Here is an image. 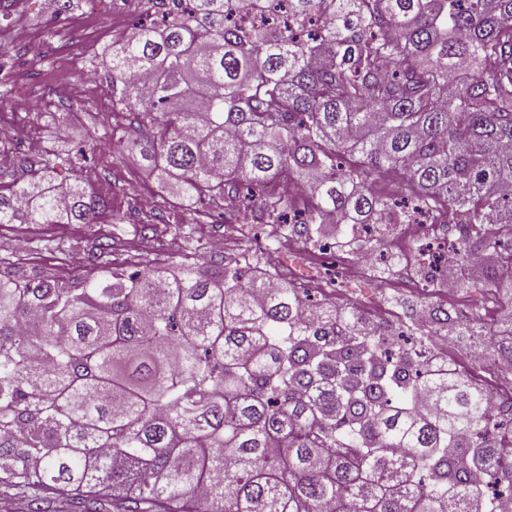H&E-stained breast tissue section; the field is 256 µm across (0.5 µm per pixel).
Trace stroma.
Returning a JSON list of instances; mask_svg holds the SVG:
<instances>
[{"label": "stroma", "mask_w": 512, "mask_h": 512, "mask_svg": "<svg viewBox=\"0 0 512 512\" xmlns=\"http://www.w3.org/2000/svg\"><path fill=\"white\" fill-rule=\"evenodd\" d=\"M68 13L69 28L44 18L41 0H0V40L9 41L11 57L0 59V74L9 84L7 95L0 97V110L15 118L16 150L30 161L46 153L77 150L88 136L101 139L127 138L137 135L138 120L134 113L112 105L110 88L90 98L83 91L87 73L105 76L94 54L109 43L116 32L155 11L154 0H72ZM23 12L26 23L14 27L12 17ZM89 189L104 197L108 211L92 224H2L0 237L13 240L9 256L11 272L36 276L48 274L63 281L81 277L85 268L73 264L77 255H86V246L94 240L113 241L116 248L112 261L116 266L133 265L138 260L164 252L185 261L184 245L175 234L177 223L191 227L197 254H204L209 238L222 233L225 225L235 223L233 211L216 215L207 206L190 208L174 198L159 193L146 163L139 152L110 154L108 150H91L81 169ZM155 225L156 234L143 235L141 225ZM136 241L135 254L124 246ZM376 252L393 256L394 261L384 279L366 276L338 282L333 272H318L297 254L282 249H267L265 238H239L224 248L225 261H233L244 249H251L263 263L277 266L282 272H297L309 278H322L334 286L332 298L337 307L357 308L364 318L379 323V310L392 309L407 317L442 308L450 313H477L486 333H495L512 311V288L498 291L497 303H490L482 285L487 270H473L464 287H456L448 297L408 299L399 289L403 268L412 257L413 247L399 236L374 239ZM449 369L472 375L486 373L488 382L512 387L511 371L486 372L480 341L472 336L457 337L452 350L441 360Z\"/></svg>", "instance_id": "stroma-1"}]
</instances>
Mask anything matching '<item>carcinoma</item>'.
<instances>
[{
  "mask_svg": "<svg viewBox=\"0 0 512 512\" xmlns=\"http://www.w3.org/2000/svg\"><path fill=\"white\" fill-rule=\"evenodd\" d=\"M267 0H161L101 47L112 103L155 129L138 150L158 190L205 200L313 243L416 215L464 225L446 260L501 258L483 288H512V0H286L300 29L241 26ZM153 82L143 94L133 73ZM344 153L360 165L347 168ZM49 154L0 191V224H91L107 201ZM396 171L397 202L370 179ZM280 180L306 187L304 208ZM83 279L0 273V493L68 512H500L477 481L512 493L486 395L389 350L354 308L336 311L238 262L112 264L88 248ZM455 335L482 336L456 318ZM427 396L429 407L419 404Z\"/></svg>",
  "mask_w": 512,
  "mask_h": 512,
  "instance_id": "1",
  "label": "carcinoma"
}]
</instances>
